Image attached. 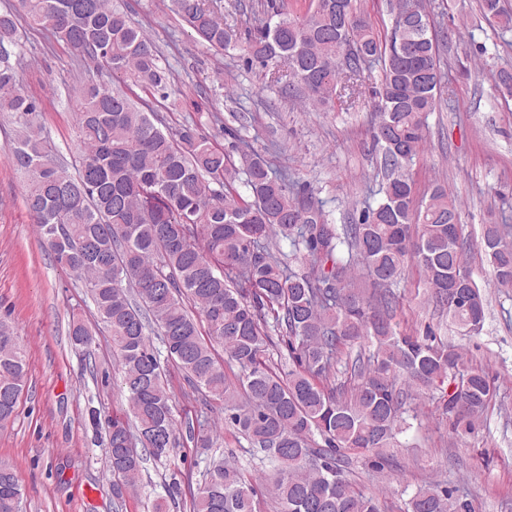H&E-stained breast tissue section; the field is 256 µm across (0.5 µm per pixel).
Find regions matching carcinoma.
Segmentation results:
<instances>
[{
	"instance_id": "1",
	"label": "carcinoma",
	"mask_w": 512,
	"mask_h": 512,
	"mask_svg": "<svg viewBox=\"0 0 512 512\" xmlns=\"http://www.w3.org/2000/svg\"><path fill=\"white\" fill-rule=\"evenodd\" d=\"M198 39L223 51L235 42L205 0H171ZM245 51L264 68L288 61V87L326 106L359 93L364 70L381 65L372 138L384 176L381 200L352 224L327 222L319 203L273 172L242 138L244 159L185 125L171 133L147 101L129 90L166 95L172 71L155 43L115 0H21L0 11V113L15 125L10 166L23 175L27 208L55 261L88 289L112 336L126 406L108 422L105 456L115 507L143 485L144 456L159 461L180 447L213 448V431L179 421L162 361L181 371L203 405L224 404V419L271 467L265 475L279 512H379L376 498L347 470V453L374 457L406 424L408 401L437 400L454 427L472 428L493 397L488 373L428 325L397 331L391 286L415 264L427 301L461 328L479 327L487 300L467 265L460 204L440 183L416 199L410 167L426 140L442 71L438 34L426 0H388L393 24L374 32L360 0H309L305 14L262 0ZM483 18L512 30L504 0H480ZM48 27L86 66L75 108L78 144L68 163L38 124L43 111L20 77L21 20ZM106 70L127 89L95 80ZM512 96V69L493 76ZM245 191H240V188ZM286 239L291 253L281 248ZM494 284L512 287V243L503 226L484 225L479 243ZM301 260L306 270L291 268ZM71 343L91 347L79 318ZM159 345H154L153 340ZM224 347V361L212 343ZM288 351V369L267 348ZM374 347L345 363L343 349ZM237 369L229 376L226 369ZM27 360L13 327L0 321V425L16 415ZM181 484L168 483L154 512H169ZM258 478L213 459L190 493L191 512H260ZM14 467L0 462V512H22ZM406 512H473L458 487L427 482Z\"/></svg>"
}]
</instances>
